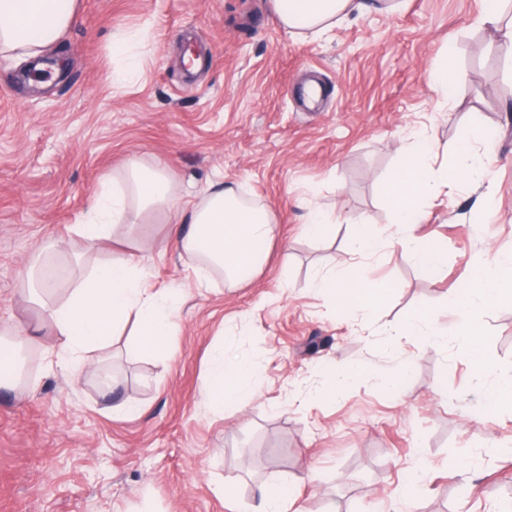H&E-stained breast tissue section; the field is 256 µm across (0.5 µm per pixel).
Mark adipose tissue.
I'll return each instance as SVG.
<instances>
[{"instance_id":"ef3b65f1","label":"adipose tissue","mask_w":512,"mask_h":512,"mask_svg":"<svg viewBox=\"0 0 512 512\" xmlns=\"http://www.w3.org/2000/svg\"><path fill=\"white\" fill-rule=\"evenodd\" d=\"M282 27L314 39L330 36L336 25L365 0H274ZM77 0H0V56L39 59L70 27ZM485 133L474 129L450 165L432 163L428 142L401 151L390 186L395 221L419 223L415 200L438 196L448 185H478L487 175L483 158L474 150ZM175 216L170 236L186 256L204 260L231 281L250 280L264 265L276 237L270 211L243 204L234 187L212 184L196 200L181 202L162 167L128 164L106 182L91 201L86 219L77 225L78 239L91 247L108 241L118 226L142 223L147 214ZM512 266L498 257L479 262L463 292L464 310L512 303ZM315 288L337 305L352 307L367 291L363 279L342 272L317 276ZM136 322L141 353H161L179 324L171 293L148 285L135 256L97 264L73 282L67 299L46 309V327L56 336L58 362L81 371L96 369L102 351L128 322ZM252 364L232 358L227 346L216 349L205 378L204 394L216 410L240 406L255 396Z\"/></svg>"}]
</instances>
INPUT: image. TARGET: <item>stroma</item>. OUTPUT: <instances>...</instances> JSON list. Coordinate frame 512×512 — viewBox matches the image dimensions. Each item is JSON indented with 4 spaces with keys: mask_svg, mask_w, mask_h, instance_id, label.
Instances as JSON below:
<instances>
[{
    "mask_svg": "<svg viewBox=\"0 0 512 512\" xmlns=\"http://www.w3.org/2000/svg\"><path fill=\"white\" fill-rule=\"evenodd\" d=\"M482 9L405 0L317 40L287 34L273 0H79L46 53L57 70L46 87L29 60L0 56V323L41 321L22 273L44 251L76 277L131 252L79 251L73 232L131 162L165 168L186 200L230 184L278 225L249 284L210 270L205 288L167 225L139 226L132 253L151 284L178 289L180 328L154 357L127 324L100 372L51 363L52 338L32 349L21 387L0 385V512H255L263 485L294 512H504L512 415L484 403L512 368V305L467 315L459 301L483 254L512 255V59ZM120 30L142 37L133 77L112 48ZM189 42L204 55L194 74L181 66ZM448 52L446 101L427 75ZM477 126L493 136L499 190L420 202L412 233L441 244L436 274L396 243L352 261L356 225L394 230L387 185L413 134L443 165ZM312 210L333 217L324 234L306 232ZM358 265L380 298L341 308L315 290V273ZM425 315L437 336L389 335ZM464 320L484 339V373L457 340ZM225 343L255 365L258 396L220 415L201 388Z\"/></svg>",
    "mask_w": 512,
    "mask_h": 512,
    "instance_id": "35a3bbf8",
    "label": "stroma"
}]
</instances>
